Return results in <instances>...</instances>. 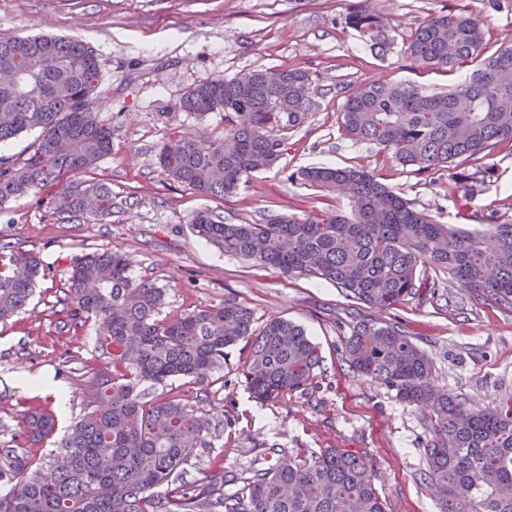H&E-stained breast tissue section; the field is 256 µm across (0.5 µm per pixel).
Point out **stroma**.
<instances>
[{
  "mask_svg": "<svg viewBox=\"0 0 512 512\" xmlns=\"http://www.w3.org/2000/svg\"><path fill=\"white\" fill-rule=\"evenodd\" d=\"M353 0H0V34L66 35L91 47L100 62L99 98L93 110L112 129V150L83 178L112 188L116 206L100 220L56 213L57 185L22 196L0 211V239L36 253L49 274L39 281L28 310L0 323V448L16 445L24 419L53 411L54 440L27 445L49 457L87 403L89 377L108 363L96 347L94 323L71 319L62 299L76 256L110 250L127 255L131 274L166 291L161 314L174 318L233 299L258 322L284 318L302 325L319 346L315 387L269 403L254 399L242 369L245 344L228 349L221 368L204 382L175 378L167 397L193 406L216 424L211 445L181 472L206 482L213 468L247 476L274 463L270 451L300 458L326 448L366 455L389 512H439L425 480L423 450L429 424L394 390L349 368L343 353L353 325L339 288L310 276H287L224 254L200 240L190 224L210 210L225 223H261L276 215L349 211L350 202L293 180L313 166L363 167L439 222L467 229L512 224V141L465 161L488 176L470 195L456 189L448 170L426 177L398 165L371 144L340 136L337 112L352 89L375 81L403 82L444 91L470 73L428 68L403 52L426 17L461 6L486 16L489 50L512 39V0H373L391 20L394 44L371 51L344 28ZM268 67L299 68L312 78L316 107L288 133V149L270 169L254 173L237 193L215 198L169 179L156 154L169 139L215 137L224 131L220 111L198 117L179 102L192 87L217 77ZM362 317L400 326L433 360L431 383L485 407L512 391V310L485 303L456 282L407 298L386 309L360 308ZM44 379L30 389L25 378ZM68 392L58 408L54 388Z\"/></svg>",
  "mask_w": 512,
  "mask_h": 512,
  "instance_id": "1",
  "label": "stroma"
}]
</instances>
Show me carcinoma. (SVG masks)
<instances>
[{"instance_id": "1", "label": "carcinoma", "mask_w": 512, "mask_h": 512, "mask_svg": "<svg viewBox=\"0 0 512 512\" xmlns=\"http://www.w3.org/2000/svg\"><path fill=\"white\" fill-rule=\"evenodd\" d=\"M343 24L373 50L392 44L388 19L369 0L351 8ZM489 34L486 18L465 8L428 16L405 47L411 59L453 69L480 57V65L446 92L405 83L357 87L338 113L341 134L427 177L512 141V43L484 58ZM248 75L245 82L218 77L184 95V112L224 111V133L204 146L191 137L163 145L158 163L168 177L226 198L288 150V131L313 111L309 73L269 67ZM99 84L95 52L76 40L0 36V144L40 130L22 163L0 159V210L66 175L52 201L56 212L112 215L111 187L71 181L111 151L112 128L92 112ZM296 178L349 195L353 209L261 224H226L205 210L194 217L193 232L245 262L331 282L351 307L396 306L419 292L421 274L431 269L512 309V224L471 232L439 223L355 167H311ZM451 180L468 193L478 177L463 167ZM130 267L127 256L112 251L88 253L71 266L64 302L72 319L97 325L111 369L88 382L87 411L59 442L57 456L44 462L0 450V483L9 486L0 512H387L370 461L345 448L303 459L272 448L277 462L252 471L234 493H224V484L235 476L222 471L203 488L178 480L197 449L210 447L211 426L194 408L152 390L177 377L205 378L224 364L226 349L243 342L250 349L243 372L249 390L261 402L276 401L313 385L319 346L287 319L256 327L251 309L230 300L162 318L165 289L134 278ZM47 275L36 254L1 243L0 322L23 313ZM345 355L354 372L396 391L428 420L425 477L441 512H512V393L473 408L431 390L432 359L393 323H356ZM26 424L28 442L54 434L55 419L45 410L30 412Z\"/></svg>"}]
</instances>
